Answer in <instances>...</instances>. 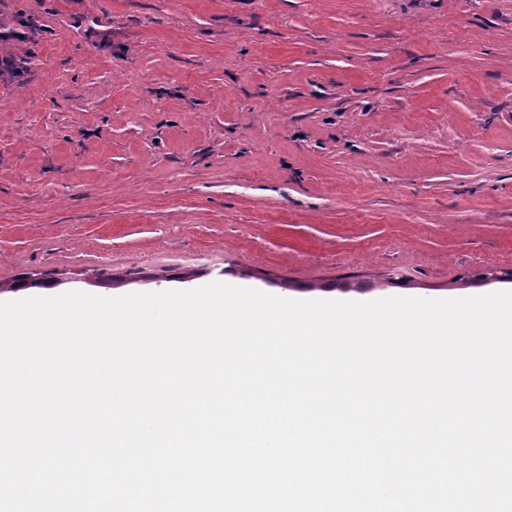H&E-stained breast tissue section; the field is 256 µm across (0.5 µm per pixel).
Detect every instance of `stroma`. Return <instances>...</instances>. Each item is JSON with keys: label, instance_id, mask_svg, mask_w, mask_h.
<instances>
[{"label": "stroma", "instance_id": "obj_1", "mask_svg": "<svg viewBox=\"0 0 512 512\" xmlns=\"http://www.w3.org/2000/svg\"><path fill=\"white\" fill-rule=\"evenodd\" d=\"M1 28L0 301L512 290V0H0Z\"/></svg>", "mask_w": 512, "mask_h": 512}]
</instances>
